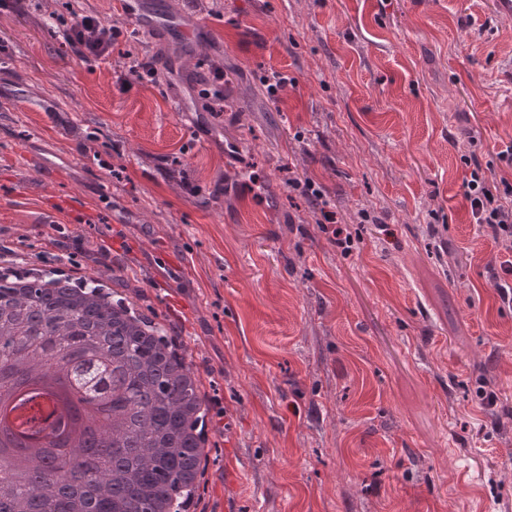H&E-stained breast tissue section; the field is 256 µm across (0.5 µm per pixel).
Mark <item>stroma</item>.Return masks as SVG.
Wrapping results in <instances>:
<instances>
[{
    "instance_id": "stroma-1",
    "label": "stroma",
    "mask_w": 512,
    "mask_h": 512,
    "mask_svg": "<svg viewBox=\"0 0 512 512\" xmlns=\"http://www.w3.org/2000/svg\"><path fill=\"white\" fill-rule=\"evenodd\" d=\"M169 6L204 26L195 54L144 35L157 76L125 85L124 44L88 65L42 25L43 0L0 9V248L108 273L189 349L224 410L200 512H512V253L463 188L477 164L512 182V14ZM203 59L233 108L203 109ZM276 71L296 83L274 106L261 80ZM290 172L323 185L350 252ZM60 198L80 216L49 219Z\"/></svg>"
}]
</instances>
